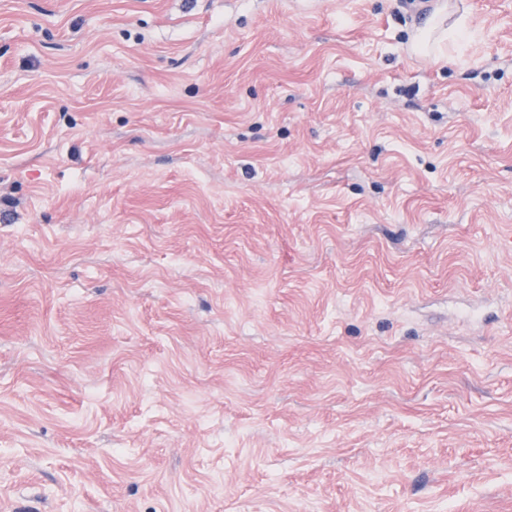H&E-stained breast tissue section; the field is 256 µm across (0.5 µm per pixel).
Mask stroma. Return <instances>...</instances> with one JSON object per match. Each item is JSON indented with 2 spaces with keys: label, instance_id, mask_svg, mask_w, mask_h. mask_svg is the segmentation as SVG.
Wrapping results in <instances>:
<instances>
[{
  "label": "stroma",
  "instance_id": "stroma-1",
  "mask_svg": "<svg viewBox=\"0 0 512 512\" xmlns=\"http://www.w3.org/2000/svg\"><path fill=\"white\" fill-rule=\"evenodd\" d=\"M0 512H512V0H0Z\"/></svg>",
  "mask_w": 512,
  "mask_h": 512
}]
</instances>
